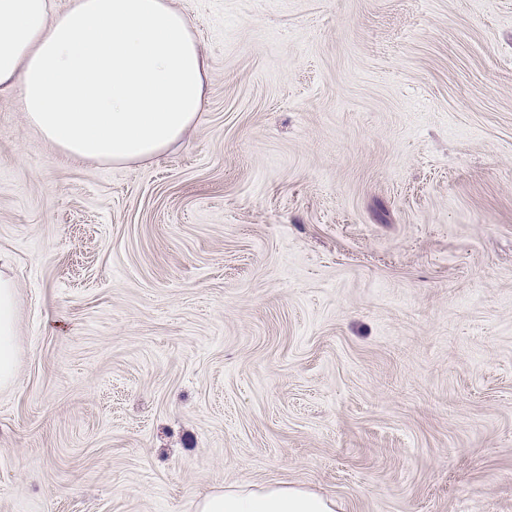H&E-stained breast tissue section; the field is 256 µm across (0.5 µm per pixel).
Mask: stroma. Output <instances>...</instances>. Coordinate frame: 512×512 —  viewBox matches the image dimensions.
<instances>
[{
  "instance_id": "1",
  "label": "stroma",
  "mask_w": 512,
  "mask_h": 512,
  "mask_svg": "<svg viewBox=\"0 0 512 512\" xmlns=\"http://www.w3.org/2000/svg\"><path fill=\"white\" fill-rule=\"evenodd\" d=\"M186 141L67 159L0 98V512H512V0H173ZM16 285L0 273V388L12 385L16 364ZM336 500L288 484L236 482L200 499L195 512H336Z\"/></svg>"
}]
</instances>
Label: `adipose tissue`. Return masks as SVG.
I'll use <instances>...</instances> for the list:
<instances>
[{"label":"adipose tissue","instance_id":"1","mask_svg":"<svg viewBox=\"0 0 512 512\" xmlns=\"http://www.w3.org/2000/svg\"><path fill=\"white\" fill-rule=\"evenodd\" d=\"M206 60L172 0H0V96L76 160L143 162L182 143L205 95ZM16 285L0 273V388L16 364ZM288 484L236 482L195 512H336Z\"/></svg>","mask_w":512,"mask_h":512}]
</instances>
